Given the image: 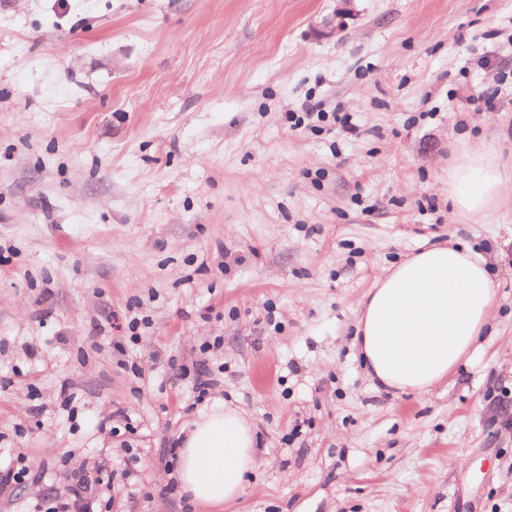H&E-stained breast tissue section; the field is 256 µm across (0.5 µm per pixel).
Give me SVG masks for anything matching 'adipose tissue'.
<instances>
[{
	"label": "adipose tissue",
	"instance_id": "ef3b65f1",
	"mask_svg": "<svg viewBox=\"0 0 512 512\" xmlns=\"http://www.w3.org/2000/svg\"><path fill=\"white\" fill-rule=\"evenodd\" d=\"M512 196V166L489 142L462 144L448 168V199L482 223ZM496 291L483 256L433 245L388 268L369 288L355 343L367 375L388 390L424 392L478 348ZM257 464L255 433L238 409L216 404L192 423L179 453L181 490L203 506L233 504Z\"/></svg>",
	"mask_w": 512,
	"mask_h": 512
}]
</instances>
